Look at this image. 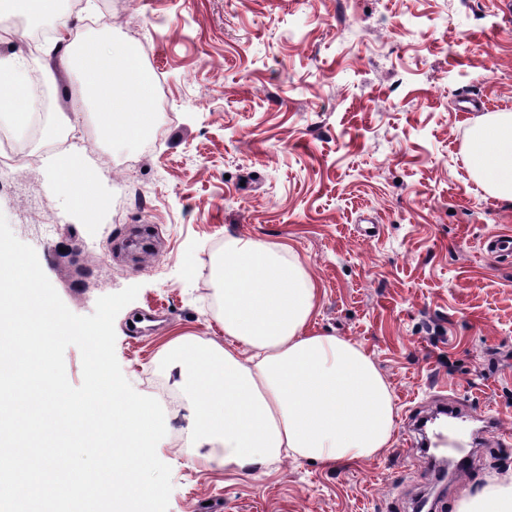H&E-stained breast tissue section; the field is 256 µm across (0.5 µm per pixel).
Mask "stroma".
Masks as SVG:
<instances>
[{
    "label": "stroma",
    "instance_id": "1",
    "mask_svg": "<svg viewBox=\"0 0 512 512\" xmlns=\"http://www.w3.org/2000/svg\"><path fill=\"white\" fill-rule=\"evenodd\" d=\"M99 23L148 45L173 113L158 152L137 169L122 141L100 142L91 106L68 96L72 69L43 82L48 112L69 113L102 168L113 212L86 223L45 164L56 138L27 140L30 163L0 189V214L31 245L74 314L139 285L117 315L115 354L140 394L159 399L171 469L168 512H457L464 492L512 475V257L487 240L512 235V202L468 169L476 121L512 111V18L502 0H96ZM53 20L0 15V56ZM468 96L471 112L459 109ZM40 201L51 237L31 224ZM291 246L321 287L311 330L352 341L375 361L395 404L393 444L326 466L283 458L248 475L191 462L197 394L163 359L178 334L219 335L209 273L225 235ZM62 244L53 254L49 243ZM457 402L472 428L439 480L415 421Z\"/></svg>",
    "mask_w": 512,
    "mask_h": 512
}]
</instances>
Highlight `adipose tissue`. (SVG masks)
<instances>
[{
	"mask_svg": "<svg viewBox=\"0 0 512 512\" xmlns=\"http://www.w3.org/2000/svg\"><path fill=\"white\" fill-rule=\"evenodd\" d=\"M43 54L80 73V99L122 116L104 123L102 142L122 129L135 143L151 124L153 79L131 46L102 31L78 39L54 33ZM26 61L0 56V122H26ZM468 159L481 186L512 202V112L482 117L470 130ZM218 339L176 336L166 345L183 381L205 378V404L193 407L190 459L231 473L291 456L327 464L375 458L393 443L389 385L361 347L310 331L319 286L288 245L226 235L217 265ZM457 512H512V476L465 493Z\"/></svg>",
	"mask_w": 512,
	"mask_h": 512,
	"instance_id": "adipose-tissue-1",
	"label": "adipose tissue"
}]
</instances>
